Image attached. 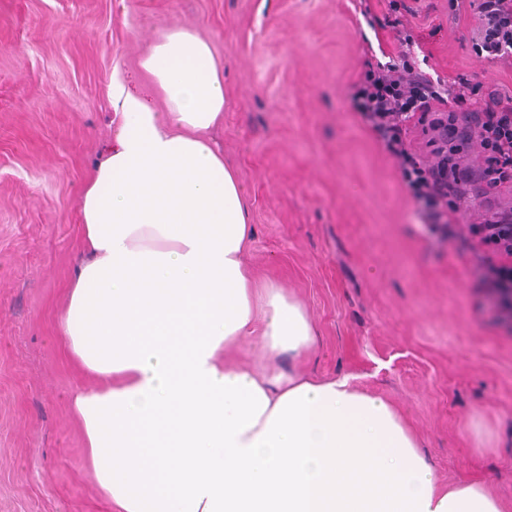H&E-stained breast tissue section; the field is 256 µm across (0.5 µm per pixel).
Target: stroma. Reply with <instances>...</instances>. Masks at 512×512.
<instances>
[{"mask_svg": "<svg viewBox=\"0 0 512 512\" xmlns=\"http://www.w3.org/2000/svg\"><path fill=\"white\" fill-rule=\"evenodd\" d=\"M409 60L512 96V68L474 45L476 7L406 0ZM385 0H0V512H110L69 410L84 380L55 339L79 245V197L112 138L120 76L161 106L140 60L194 29L224 70L210 137L255 227L246 261L305 310L302 360L389 401L440 480L479 481L512 512V319L492 296L505 259L457 223H425L350 85L404 47Z\"/></svg>", "mask_w": 512, "mask_h": 512, "instance_id": "35a3bbf8", "label": "stroma"}]
</instances>
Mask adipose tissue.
<instances>
[{
	"mask_svg": "<svg viewBox=\"0 0 512 512\" xmlns=\"http://www.w3.org/2000/svg\"><path fill=\"white\" fill-rule=\"evenodd\" d=\"M140 66L165 109L113 79L117 125L56 317L89 378L69 403L112 512H503L479 482H439L392 405L349 378L226 360L251 337L269 359L302 358L314 330L245 261L242 187L206 137L224 119L210 43L173 28Z\"/></svg>",
	"mask_w": 512,
	"mask_h": 512,
	"instance_id": "obj_1",
	"label": "adipose tissue"
}]
</instances>
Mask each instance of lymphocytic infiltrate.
<instances>
[{"instance_id":"obj_1","label":"lymphocytic infiltrate","mask_w":512,"mask_h":512,"mask_svg":"<svg viewBox=\"0 0 512 512\" xmlns=\"http://www.w3.org/2000/svg\"><path fill=\"white\" fill-rule=\"evenodd\" d=\"M476 37L488 59L512 66V0H482ZM482 102L473 112L482 157L478 167L462 169L457 160L468 143L447 136V125L455 124L468 98ZM351 99L382 136L387 150L400 162L401 174L413 192L427 223L454 219L472 190H481L486 215L496 223H512V214L495 210L493 196L502 186L512 185V97L498 89L461 78L453 84L418 73L410 65L393 64L368 71L353 83ZM414 121L438 156L436 165L425 166L409 155L402 127Z\"/></svg>"}]
</instances>
